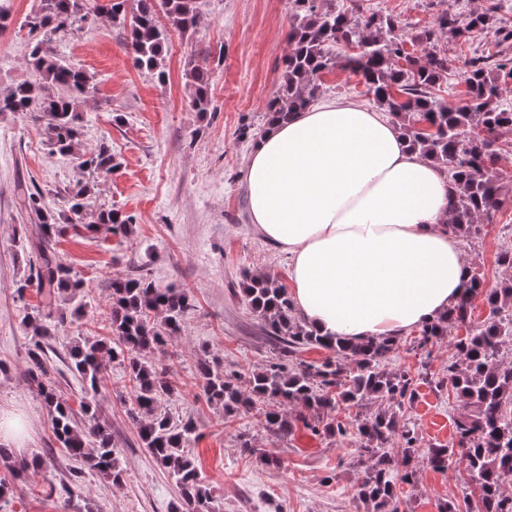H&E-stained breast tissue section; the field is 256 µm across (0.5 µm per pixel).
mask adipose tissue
<instances>
[{"mask_svg":"<svg viewBox=\"0 0 512 512\" xmlns=\"http://www.w3.org/2000/svg\"><path fill=\"white\" fill-rule=\"evenodd\" d=\"M244 181L250 222L287 254L293 301L319 335L393 339L461 295L448 176L383 112L313 104L262 133Z\"/></svg>","mask_w":512,"mask_h":512,"instance_id":"obj_1","label":"adipose tissue"}]
</instances>
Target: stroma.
Instances as JSON below:
<instances>
[{"label": "stroma", "instance_id": "stroma-1", "mask_svg": "<svg viewBox=\"0 0 512 512\" xmlns=\"http://www.w3.org/2000/svg\"><path fill=\"white\" fill-rule=\"evenodd\" d=\"M337 9L357 5L361 16L396 18L398 37L410 39L431 26L444 11L460 15L494 10L498 25L512 27V0H335ZM39 0H0V94L31 79L25 60L32 36L27 20ZM291 0H204L197 28L172 34L165 57L168 79L158 83L137 67L126 46L127 33L112 21L92 16L72 36L53 46L72 67L93 76L97 90L83 109L82 143L92 148L108 140L121 167L99 179L89 214L114 208L132 216L131 236L106 228L84 236L57 239L59 258L86 283V315L59 327L47 353L59 394L78 407L82 384L68 365L75 336L107 337L109 283L114 275L144 274L156 284L188 289L192 306L183 332L173 341L168 377L177 392L163 401L174 421L193 420L198 439L188 451L206 477L223 512H363L358 497L352 439L312 433L295 423L280 436L265 426L263 412L253 411L227 423L222 411L199 399L197 362L203 354L219 358L225 370L248 376L275 358L278 349L265 336L245 305L240 290L245 274L264 272L288 279V257L255 233L249 219L243 175L245 158L263 130L262 116L277 87L288 46ZM448 79L442 93L465 90L466 62L474 51L496 52L493 34L473 31L446 43ZM210 75L211 106L193 112V93L185 77L189 65ZM509 191L478 238L461 241L471 270L487 285L512 277L496 262L511 246L512 165L502 167ZM70 157L50 154L40 123L0 114V417L18 420L21 432L10 446L17 456L42 457L38 472L14 483L10 512H171L179 491L167 473L141 447L129 417L130 383L123 366L106 367L96 397L98 415L112 428L124 470L112 484L56 445L49 412L32 388L26 352L32 333L22 324L30 308L41 305L36 289L17 295L29 274V252L15 240L35 226L22 206L26 188L48 189L49 207L64 209V188L81 180ZM461 329L449 328L443 339L420 345L418 329L399 336L386 361L392 370L423 372L427 381L406 407L421 438L419 456L434 445L456 441L454 421L463 408L441 387L456 354ZM248 435L256 454L241 447ZM275 464L260 460V453ZM464 476L454 469L420 464L414 483L398 492L404 512H442L448 501H462Z\"/></svg>", "mask_w": 512, "mask_h": 512}]
</instances>
